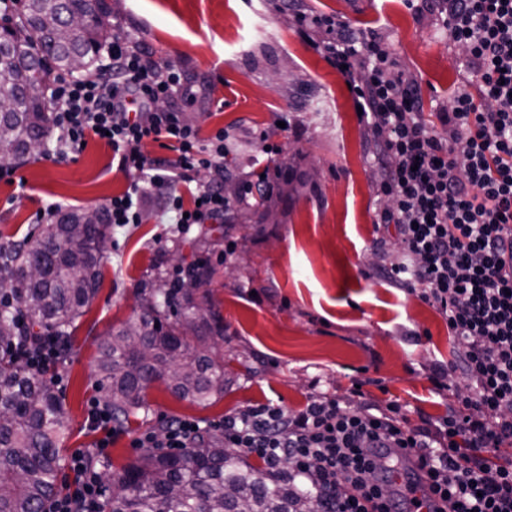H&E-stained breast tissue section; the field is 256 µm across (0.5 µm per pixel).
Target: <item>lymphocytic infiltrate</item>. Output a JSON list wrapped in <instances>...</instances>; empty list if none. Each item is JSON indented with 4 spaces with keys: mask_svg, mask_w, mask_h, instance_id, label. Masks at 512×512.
<instances>
[{
    "mask_svg": "<svg viewBox=\"0 0 512 512\" xmlns=\"http://www.w3.org/2000/svg\"><path fill=\"white\" fill-rule=\"evenodd\" d=\"M437 12L464 55L467 75L438 115L452 132L448 140L426 129L414 80L397 71L378 37L323 15L302 17L303 36L341 69L380 142L387 203L376 221L394 225L401 249L384 274L447 318L474 389L436 423L412 428L398 403L354 409L326 394L295 413L262 404L208 424L225 447L244 449L269 472H287L308 487L319 499L318 512H512V463L490 458L512 442V275L504 272L512 258V0H440ZM97 68L92 79L49 74L43 96L57 153L78 156L84 143L98 139L130 176L127 189L105 203L106 222L140 223L154 194L165 197L181 232L222 219L231 206L221 187L224 133L204 138L184 120L194 95L181 74L117 36ZM474 85L487 107L476 104ZM161 99L169 100L167 110L157 109ZM161 140L176 159L160 162L144 153L147 142ZM197 168L211 178L187 209L177 186ZM197 436L193 421L171 418L134 445L171 452ZM110 445L106 437L94 454L72 456L69 489L44 512H101L97 464ZM404 450L418 454L426 484L409 480L385 493L382 482Z\"/></svg>",
    "mask_w": 512,
    "mask_h": 512,
    "instance_id": "1",
    "label": "lymphocytic infiltrate"
}]
</instances>
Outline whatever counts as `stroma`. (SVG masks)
I'll list each match as a JSON object with an SVG mask.
<instances>
[{
	"label": "stroma",
	"instance_id": "obj_1",
	"mask_svg": "<svg viewBox=\"0 0 512 512\" xmlns=\"http://www.w3.org/2000/svg\"><path fill=\"white\" fill-rule=\"evenodd\" d=\"M114 35L132 36L194 85L184 116L202 137L225 134L226 178L234 183L289 176L297 193L273 197L279 223L258 215L198 224L186 234L164 223L165 200L153 196L140 223L108 229L97 296L76 322L69 353L56 364L67 454L92 452L98 345L135 317L143 288L171 278L182 260L207 262V285L224 326L210 338L224 362V393L208 405L174 396L165 382L148 389L147 412L116 422L101 468L105 492L140 456L133 441L163 419L206 424L260 404L290 411L328 392L343 402L401 405L410 425L438 420L451 402L432 381L460 362L461 344L436 307L380 276L400 245L376 223L385 204L380 146L358 116L344 77L300 36V12H314L374 33L412 78L422 118L436 126L464 78L462 53L436 16L411 0H106ZM0 179V242L39 233L37 210L103 207L129 184L105 144L90 142L77 160L53 152L17 163ZM233 243L225 256V243Z\"/></svg>",
	"mask_w": 512,
	"mask_h": 512
}]
</instances>
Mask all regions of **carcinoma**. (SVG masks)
Segmentation results:
<instances>
[{"label": "carcinoma", "mask_w": 512, "mask_h": 512, "mask_svg": "<svg viewBox=\"0 0 512 512\" xmlns=\"http://www.w3.org/2000/svg\"><path fill=\"white\" fill-rule=\"evenodd\" d=\"M14 28L0 49V157L21 162L27 143L44 138L49 116L32 94L29 73L38 68L73 72L71 59L92 70L111 38L105 0H17ZM267 178L244 187L241 202L260 195L257 208H270ZM86 210L62 214L20 244L0 245V294L13 299L31 327L68 347L75 322L96 297L101 280V242L108 224L83 223ZM42 265L33 280L27 268ZM213 270L192 263L186 279L152 288L144 312L101 346L99 384L112 415L128 418L147 411L146 391L159 379L172 393L206 405L224 393V364L208 353V339L224 328L207 295L185 291V280H209ZM20 332L16 314L0 305V512H44L60 491L64 425L62 400L51 380L31 376L9 354ZM120 482L129 493L108 500L105 512H316L317 499L283 471L272 475L240 453H228L224 439L202 436L171 455L148 452L129 463Z\"/></svg>", "instance_id": "cac0c4a2"}]
</instances>
